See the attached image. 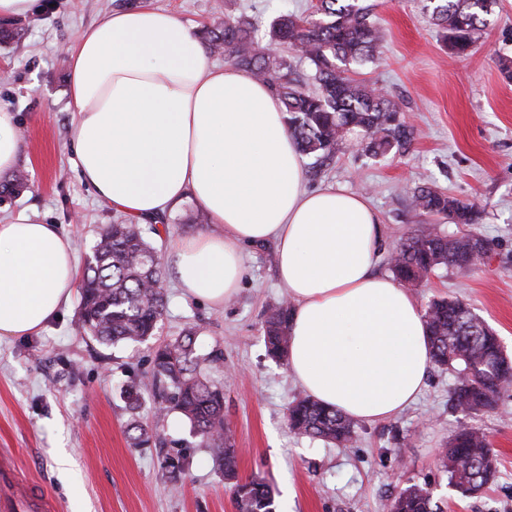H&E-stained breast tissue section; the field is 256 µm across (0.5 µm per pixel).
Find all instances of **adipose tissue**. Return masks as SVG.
Returning a JSON list of instances; mask_svg holds the SVG:
<instances>
[{"mask_svg":"<svg viewBox=\"0 0 512 512\" xmlns=\"http://www.w3.org/2000/svg\"><path fill=\"white\" fill-rule=\"evenodd\" d=\"M72 147L81 179L130 221L193 199L216 229L170 255L185 295L220 308L236 296L242 249L277 248L294 306L288 370L320 403L377 422L420 393L430 364L423 312L374 273L381 226L344 187H304L281 101L266 83L213 64L190 29L154 8L120 10L66 50ZM77 285L67 234L29 209L0 220V338L29 336Z\"/></svg>","mask_w":512,"mask_h":512,"instance_id":"1","label":"adipose tissue"}]
</instances>
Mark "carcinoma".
Returning <instances> with one entry per match:
<instances>
[{
  "instance_id": "carcinoma-1",
  "label": "carcinoma",
  "mask_w": 512,
  "mask_h": 512,
  "mask_svg": "<svg viewBox=\"0 0 512 512\" xmlns=\"http://www.w3.org/2000/svg\"><path fill=\"white\" fill-rule=\"evenodd\" d=\"M496 0H430L431 16L448 50L468 53L486 27ZM206 50L222 54L232 65L266 82L282 102L288 130L300 154L324 162L348 136H363L362 151L373 158L406 151L415 139L413 126L388 95L349 75L353 65L373 62L383 36L371 21V6L359 0H316L304 17H276L266 33L250 21L218 17L198 33ZM311 68L308 88L290 52ZM411 206L453 224H474L475 205L426 184L413 189ZM389 270L403 288H417L430 273L468 272L488 255V243L472 232L448 233L423 224L411 230L396 249ZM165 267L159 251L139 224L102 228L86 260L81 284L80 321L85 332L103 344H141L155 335L167 312ZM292 305L272 307L264 323L268 354L281 359L288 349ZM431 363L455 379L452 399L463 412H493L501 392L512 384V358L494 329L460 299H435L425 312ZM196 332L187 328L172 342L155 347L146 381L131 386L126 405L134 411L142 392L150 393L162 414L177 412L212 448L218 467L235 480L239 512H272V489L259 477L238 480V462L229 442L224 394L209 382L194 356ZM288 424L304 436L348 447L358 422L309 396L294 400ZM448 483L462 494L481 491L498 473L487 435L461 426L448 442L443 459ZM390 512H437L429 492L411 484L394 497Z\"/></svg>"
}]
</instances>
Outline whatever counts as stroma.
<instances>
[{
  "label": "stroma",
  "instance_id": "stroma-1",
  "mask_svg": "<svg viewBox=\"0 0 512 512\" xmlns=\"http://www.w3.org/2000/svg\"><path fill=\"white\" fill-rule=\"evenodd\" d=\"M313 2L136 0L169 10L195 33L219 15L248 17L263 31L279 14H308ZM363 2L385 39L377 59L352 75L399 102L415 140L408 152L380 158L350 141L322 166L303 159L305 186L339 184L368 199L383 234L375 270L385 276L400 239L423 221L410 204L416 185L476 203L480 219L472 230L489 243L487 261L466 273L439 272L412 294L423 308L441 297L469 303L512 355V81L499 69L501 59L512 60V0H499L463 57L443 47L428 0ZM120 8L119 0H39L34 15L16 20L18 37L0 45V102L17 114L18 167L28 179L18 195L0 198V218L35 211L43 223L61 226L81 262L101 229L123 216L79 177L65 50L81 30ZM210 228L206 212L187 200L152 242L166 256L178 237ZM165 289L167 313L145 344L112 347L89 337L78 323L76 295L39 333L0 340V469L19 488L41 492L50 512H236L233 482L189 423L157 412L152 397L134 411L123 399V389L150 370L154 346L189 326L198 333L196 355L220 358L208 374L223 387L238 479L264 477L274 512H389L390 501L413 483L426 485L443 512H512V386L494 412L466 414L452 404L453 376L431 367L408 408L359 423L353 447L327 444L290 430L287 407L302 390L286 363L265 349L266 312L288 297L277 279L274 242L245 247L241 287L223 308L184 296L170 278ZM134 419L150 430L138 447L127 434ZM463 423L488 434L499 460L497 481L475 496L453 489L441 465ZM177 454L184 469L172 481L162 462Z\"/></svg>",
  "mask_w": 512,
  "mask_h": 512
}]
</instances>
